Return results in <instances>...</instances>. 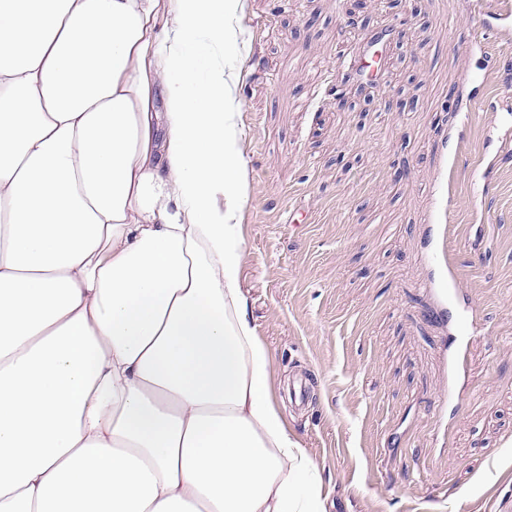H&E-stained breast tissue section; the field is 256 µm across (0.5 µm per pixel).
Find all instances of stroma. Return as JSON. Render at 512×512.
Returning a JSON list of instances; mask_svg holds the SVG:
<instances>
[{
  "label": "stroma",
  "mask_w": 512,
  "mask_h": 512,
  "mask_svg": "<svg viewBox=\"0 0 512 512\" xmlns=\"http://www.w3.org/2000/svg\"><path fill=\"white\" fill-rule=\"evenodd\" d=\"M352 5L241 0L227 48L247 170L241 281L274 354L271 392L328 512H512V111L496 97L512 83V18L489 32L479 19L503 0H425L396 41L376 7L350 30ZM368 63L367 111L336 102ZM438 198L444 226L427 221ZM443 234L476 320L453 386L448 324L431 316ZM299 379L314 388L302 406L288 401Z\"/></svg>",
  "instance_id": "1"
}]
</instances>
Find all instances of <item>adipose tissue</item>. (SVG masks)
I'll return each mask as SVG.
<instances>
[{
	"instance_id": "adipose-tissue-1",
	"label": "adipose tissue",
	"mask_w": 512,
	"mask_h": 512,
	"mask_svg": "<svg viewBox=\"0 0 512 512\" xmlns=\"http://www.w3.org/2000/svg\"><path fill=\"white\" fill-rule=\"evenodd\" d=\"M240 0H0V512H326L241 283Z\"/></svg>"
}]
</instances>
